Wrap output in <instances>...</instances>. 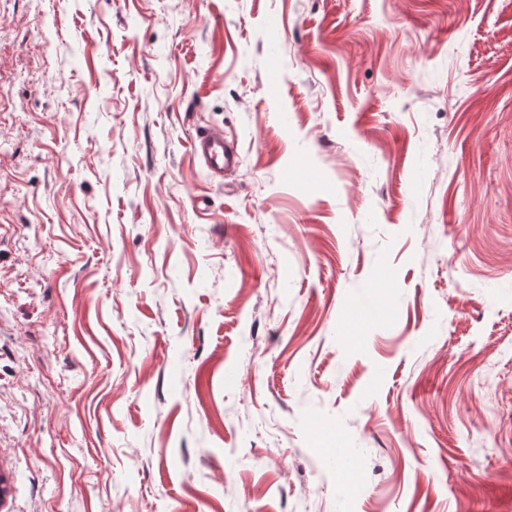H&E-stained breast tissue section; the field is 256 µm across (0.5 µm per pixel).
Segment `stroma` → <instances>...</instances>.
Returning a JSON list of instances; mask_svg holds the SVG:
<instances>
[{"label": "stroma", "mask_w": 512, "mask_h": 512, "mask_svg": "<svg viewBox=\"0 0 512 512\" xmlns=\"http://www.w3.org/2000/svg\"><path fill=\"white\" fill-rule=\"evenodd\" d=\"M0 482L512 512V0H0ZM193 152L202 160L214 177L224 178V172L235 169L238 165L236 144L224 139L221 133L198 135L192 142Z\"/></svg>", "instance_id": "1"}]
</instances>
